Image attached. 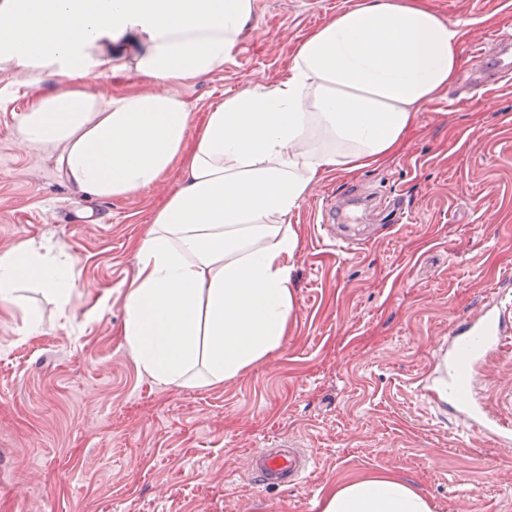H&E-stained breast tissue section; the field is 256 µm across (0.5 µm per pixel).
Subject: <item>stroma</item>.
Segmentation results:
<instances>
[{"instance_id": "35a3bbf8", "label": "stroma", "mask_w": 512, "mask_h": 512, "mask_svg": "<svg viewBox=\"0 0 512 512\" xmlns=\"http://www.w3.org/2000/svg\"><path fill=\"white\" fill-rule=\"evenodd\" d=\"M346 0H256L253 29L223 70L174 86L194 121L224 92L275 81L301 37ZM461 23V66L386 163L329 172L293 213L296 317L281 347L242 375L162 387L123 336L139 240L176 186L99 201L73 192L46 152L15 136L25 90L0 74V250L60 248L77 292L66 309L37 297L43 328L0 312V512H320L336 484L402 476L434 512H512V445L457 422L425 391L448 328L512 275V81L454 101L512 32V0H422ZM354 184L403 194L410 217L351 251L320 246V206ZM490 406L512 419V349L481 371ZM275 436L306 448L304 483L257 485L250 451Z\"/></svg>"}]
</instances>
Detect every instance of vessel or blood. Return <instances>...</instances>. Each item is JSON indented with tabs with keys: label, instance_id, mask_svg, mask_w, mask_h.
Masks as SVG:
<instances>
[{
	"label": "vessel or blood",
	"instance_id": "b4317fda",
	"mask_svg": "<svg viewBox=\"0 0 512 512\" xmlns=\"http://www.w3.org/2000/svg\"><path fill=\"white\" fill-rule=\"evenodd\" d=\"M500 52L483 80L512 75V42L500 40ZM512 278L503 277L496 301L483 305L473 317L448 329V406L466 429L501 444L512 442V422L498 418L479 396L477 373L484 362L512 341V305L506 304ZM249 468L266 487L302 483L307 477L308 457L297 443L281 438L249 455Z\"/></svg>",
	"mask_w": 512,
	"mask_h": 512
}]
</instances>
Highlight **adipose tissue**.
Masks as SVG:
<instances>
[{
  "instance_id": "ef3b65f1",
  "label": "adipose tissue",
  "mask_w": 512,
  "mask_h": 512,
  "mask_svg": "<svg viewBox=\"0 0 512 512\" xmlns=\"http://www.w3.org/2000/svg\"><path fill=\"white\" fill-rule=\"evenodd\" d=\"M254 14L255 0H0V73L29 96L21 143L99 199L179 169L124 295L129 351L166 387L236 378L280 347L296 312L289 216L327 172L389 160L461 65L460 23L418 0H352L297 42L285 76L226 95L189 134L171 85L223 69ZM101 77L143 88L105 97L92 87ZM30 280L63 307L76 282L35 241L0 252V310H23L35 334L41 318L20 294ZM321 512L434 508L385 473L338 484Z\"/></svg>"
}]
</instances>
